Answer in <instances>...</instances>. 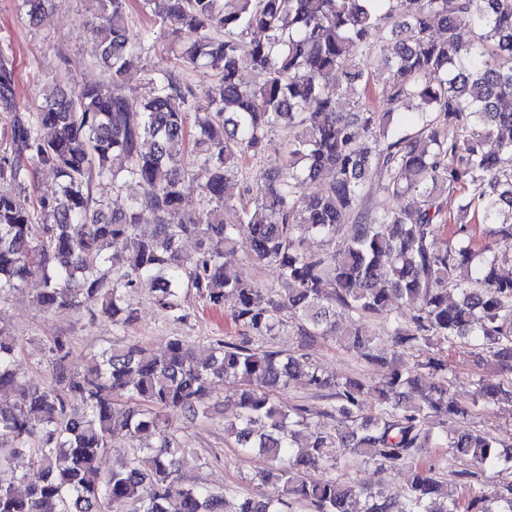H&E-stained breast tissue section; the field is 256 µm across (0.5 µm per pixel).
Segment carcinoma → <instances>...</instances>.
Wrapping results in <instances>:
<instances>
[{"mask_svg": "<svg viewBox=\"0 0 512 512\" xmlns=\"http://www.w3.org/2000/svg\"><path fill=\"white\" fill-rule=\"evenodd\" d=\"M51 0H23L30 23ZM180 46L181 66L208 68L218 81L205 104L191 102L179 75L159 69L152 90L130 98L114 91L132 58L153 42L133 31L127 0H98L91 33L109 74L103 85L43 90L35 112H19L15 70L0 58V301L38 277L35 302L48 313L99 311L120 327L135 321L128 294L147 288L167 318L184 321L181 296L192 289L209 307L228 309L236 339L199 349L172 336L163 349L110 347L83 368L71 367L70 341L48 339L47 379L34 384L14 368L20 342L0 320V512H224L227 493L198 485L181 471L186 451L166 412L206 418L213 389L237 409L224 424L238 447L265 459L259 480L279 497L242 498L234 512H512V484L464 503L440 481L435 465L415 460L422 448H449L468 469L502 456L492 437L469 428L432 432L431 419H464L469 407L448 394V352L467 343L512 369V277L507 256L477 242L472 223L501 224L512 239V0H142ZM470 19L467 35L457 19ZM257 30L258 38L246 40ZM373 40L393 53L372 62ZM250 68L257 81L247 86ZM389 89L386 108L368 102L373 83ZM350 99L346 111L338 101ZM415 107V126L400 133L395 115ZM277 125L291 131L285 161L260 169L236 204L225 189L239 161L257 156ZM192 145L193 168L169 160ZM58 190L38 195L41 177ZM386 181L405 208L367 223L369 181ZM145 185L126 208L104 209L92 180ZM198 189L213 203L193 224L178 219ZM461 197L453 223L444 199ZM154 232H139L146 221ZM453 231L442 246L437 232ZM344 226L340 250L309 254V236L328 242ZM185 238L198 250L183 254ZM121 240L123 259L107 247ZM272 271L278 288L231 276L239 252ZM457 291L451 300L448 288ZM348 310L345 348L381 377L374 385L332 381L303 353L285 354L254 340L296 323L305 340L336 335ZM383 316L392 346L424 356L414 369L394 363L365 323ZM440 377L427 385L423 373ZM296 381L332 388L321 416L331 430L311 429V411L285 407L276 392ZM475 401L512 404V381L481 380ZM137 435L139 447L111 462L112 438ZM341 445L364 463L410 468L403 499L310 472ZM28 457L40 480L10 469Z\"/></svg>", "mask_w": 512, "mask_h": 512, "instance_id": "carcinoma-1", "label": "carcinoma"}]
</instances>
